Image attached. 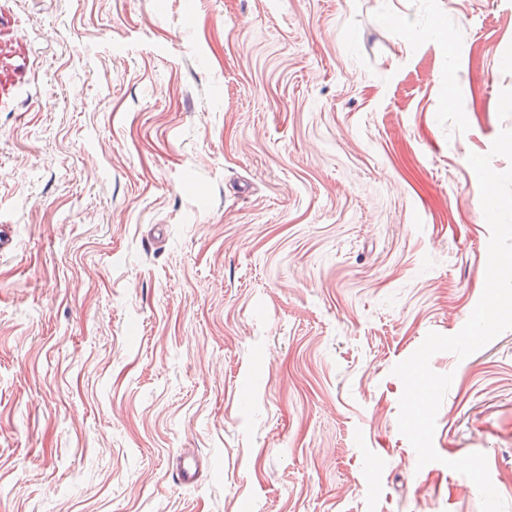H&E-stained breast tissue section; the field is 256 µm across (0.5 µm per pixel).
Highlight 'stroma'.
Returning a JSON list of instances; mask_svg holds the SVG:
<instances>
[{"instance_id": "obj_1", "label": "stroma", "mask_w": 512, "mask_h": 512, "mask_svg": "<svg viewBox=\"0 0 512 512\" xmlns=\"http://www.w3.org/2000/svg\"><path fill=\"white\" fill-rule=\"evenodd\" d=\"M505 128L512 0H0V512H480L473 452L512 504V330L432 357L422 470L392 373Z\"/></svg>"}]
</instances>
